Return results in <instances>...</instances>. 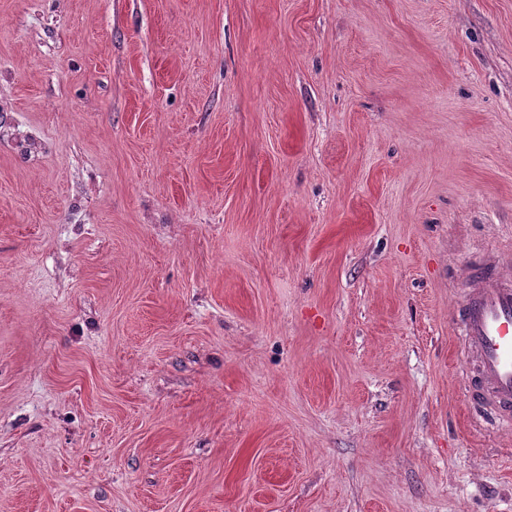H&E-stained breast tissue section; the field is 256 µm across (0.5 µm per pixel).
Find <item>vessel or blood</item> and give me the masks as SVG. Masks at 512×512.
Wrapping results in <instances>:
<instances>
[{"label": "vessel or blood", "mask_w": 512, "mask_h": 512, "mask_svg": "<svg viewBox=\"0 0 512 512\" xmlns=\"http://www.w3.org/2000/svg\"><path fill=\"white\" fill-rule=\"evenodd\" d=\"M455 325L476 362L469 395L490 401L499 425L512 426V284L495 264L472 267Z\"/></svg>", "instance_id": "1"}]
</instances>
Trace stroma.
I'll use <instances>...</instances> for the list:
<instances>
[{
    "label": "stroma",
    "instance_id": "1",
    "mask_svg": "<svg viewBox=\"0 0 512 512\" xmlns=\"http://www.w3.org/2000/svg\"><path fill=\"white\" fill-rule=\"evenodd\" d=\"M482 253L512 0H0V512H512ZM471 284L455 318L458 336L476 362L470 396L487 399L501 426H512V286L495 264L471 269Z\"/></svg>",
    "mask_w": 512,
    "mask_h": 512
}]
</instances>
